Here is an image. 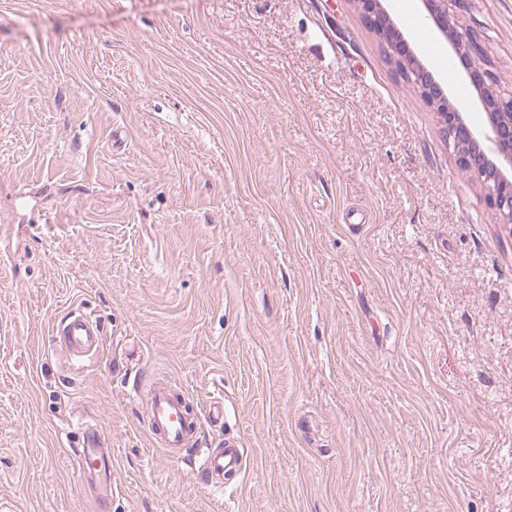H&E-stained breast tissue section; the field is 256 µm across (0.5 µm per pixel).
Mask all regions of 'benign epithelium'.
I'll use <instances>...</instances> for the list:
<instances>
[{
    "label": "benign epithelium",
    "instance_id": "7a95c632",
    "mask_svg": "<svg viewBox=\"0 0 512 512\" xmlns=\"http://www.w3.org/2000/svg\"><path fill=\"white\" fill-rule=\"evenodd\" d=\"M395 0H357L369 28L385 44L389 56L405 65L408 74L436 109L448 147L459 155L464 167L476 172L488 203L507 224L512 223V94L495 88L485 68L482 50L472 33L457 25V15L469 8L470 0H421L425 20L439 36L449 41L453 54L461 58L466 78L476 99L447 97L433 72L421 63L409 40L394 23ZM479 103L487 116L483 131L472 128L469 111Z\"/></svg>",
    "mask_w": 512,
    "mask_h": 512
}]
</instances>
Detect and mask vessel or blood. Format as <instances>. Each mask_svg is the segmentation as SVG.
Listing matches in <instances>:
<instances>
[{
  "label": "vessel or blood",
  "instance_id": "vessel-or-blood-1",
  "mask_svg": "<svg viewBox=\"0 0 512 512\" xmlns=\"http://www.w3.org/2000/svg\"><path fill=\"white\" fill-rule=\"evenodd\" d=\"M52 340L59 344L70 359L82 361L94 358L103 337L98 323L79 311H69L54 327ZM133 397H147L146 426L160 441L164 450H179L195 454L200 445L199 434L203 419L189 413L180 392L165 380L135 382ZM82 444L69 453L70 461L80 477L87 481L98 503L108 502L112 490V451L106 448L99 433L91 428L80 430ZM245 455L236 440L221 442L209 450L201 464V473L209 486L223 488L224 476L240 471Z\"/></svg>",
  "mask_w": 512,
  "mask_h": 512
}]
</instances>
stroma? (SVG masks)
<instances>
[{
    "mask_svg": "<svg viewBox=\"0 0 512 512\" xmlns=\"http://www.w3.org/2000/svg\"><path fill=\"white\" fill-rule=\"evenodd\" d=\"M457 21L512 92V0ZM143 372L223 390V490ZM78 420L107 512H512V223L354 0H0V512H98ZM98 323L78 310L69 311L54 327L52 341L59 343L70 359H93L103 344ZM131 393L136 399L147 397L146 427L164 450H184L188 455L179 457L183 459L195 455L196 448L201 446L202 421L198 415L187 411L183 397L174 385L166 380L149 383L142 380L133 383ZM79 434L81 448L68 449V455L74 469L87 481L102 506L115 492V488L112 490V450L105 447L99 433L89 426L81 428ZM244 455L245 449L238 440H224L217 448L209 450L201 464V473L207 485L223 489L224 474L239 472Z\"/></svg>",
    "mask_w": 512,
    "mask_h": 512,
    "instance_id": "obj_1",
    "label": "stroma"
}]
</instances>
